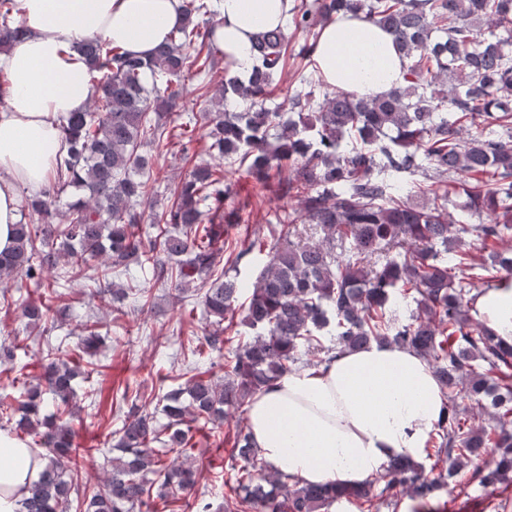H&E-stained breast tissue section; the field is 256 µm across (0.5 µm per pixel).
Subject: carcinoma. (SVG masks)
Wrapping results in <instances>:
<instances>
[{
  "label": "carcinoma",
  "instance_id": "1",
  "mask_svg": "<svg viewBox=\"0 0 512 512\" xmlns=\"http://www.w3.org/2000/svg\"><path fill=\"white\" fill-rule=\"evenodd\" d=\"M15 0H0V52L21 42ZM184 21L148 59L102 40L87 41L85 58L94 94L91 105L62 117L63 137L55 169L36 196H23L22 211L37 217L14 227L13 245L0 252V293L19 296L6 304L36 329L64 316L46 298L35 301L10 284L27 281L44 293L77 281L90 296L112 305L146 298L136 274L175 291L183 303L196 288L197 303L212 330L203 336L211 351L224 349V321L236 313L251 339L228 354L224 376L200 364L183 383L157 398L167 424L136 403L110 433V469L96 486L80 487V449L70 418L74 381L99 373L85 359L102 343L98 322L86 316L72 356H60L64 341L41 358L43 383L24 388L21 400L0 399L9 434L35 437L44 448L41 471L20 500L18 512H142L161 502L169 512H329L344 497L360 512H379L404 494L428 500L470 467V481L512 487V347L469 314L476 284L512 283V0H313L289 10L295 30L309 33L338 14L373 23L394 40L409 62L405 84L383 96L344 91L323 94L314 85L289 97L288 112L266 103L288 53L312 56L316 38L293 47L282 27L253 43L248 80L224 73L212 87L215 24L209 0H184ZM197 80L203 104L207 152L218 164H197L156 208L160 171L141 153L145 141L157 155L172 149L195 159L198 139L191 122L173 114L183 106L186 80ZM240 110H224L227 99ZM246 164L253 178L272 183L275 194L297 203L287 219L270 227V242L235 251L226 227L238 223L226 208L232 195L223 162ZM451 181L461 202L449 220ZM69 197L64 222L56 206ZM150 219L154 232L142 229ZM491 248L490 262L475 264L465 237ZM269 261L247 284L227 277L254 248ZM103 258L87 275L85 256ZM123 275L126 284L113 281ZM246 302H239L244 289ZM414 295L416 312L402 320L388 314L394 291ZM331 328L325 345L319 332ZM385 340L421 355L432 367L448 416L433 441L438 474L407 459L390 462L385 484L340 493L327 485H301L264 473L247 424L237 427V464L224 482L218 507L197 496L196 470L186 459L200 426L219 427L243 416L252 396L298 366H317L326 356L360 350ZM465 388L482 411L491 398L489 424H467L455 402ZM160 443L161 451L155 448ZM180 458H169L168 453ZM493 453V463L486 461Z\"/></svg>",
  "mask_w": 512,
  "mask_h": 512
}]
</instances>
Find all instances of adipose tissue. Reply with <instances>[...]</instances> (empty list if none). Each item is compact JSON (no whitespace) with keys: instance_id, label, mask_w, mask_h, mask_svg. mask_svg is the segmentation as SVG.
Segmentation results:
<instances>
[{"instance_id":"adipose-tissue-1","label":"adipose tissue","mask_w":512,"mask_h":512,"mask_svg":"<svg viewBox=\"0 0 512 512\" xmlns=\"http://www.w3.org/2000/svg\"><path fill=\"white\" fill-rule=\"evenodd\" d=\"M290 0H217L215 42L230 72L247 78L252 42L285 25ZM27 38L0 54V252L21 223V191L38 192L55 167L58 118L87 108L93 93L79 47L101 39L147 57L183 21L182 0H16ZM324 84L383 95L404 82L407 61L381 27L352 15L324 24L313 54ZM474 320L512 346V289L482 290ZM446 415L432 368L415 352L374 342L315 368L287 373L252 398L247 418L268 471L300 484L351 488L389 462H425ZM41 468L36 449L0 432V512H17Z\"/></svg>"}]
</instances>
